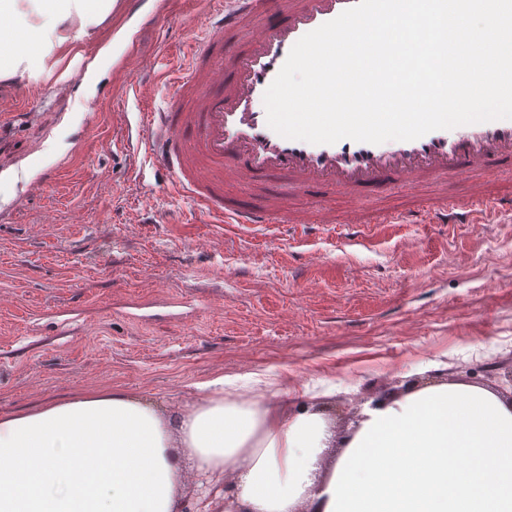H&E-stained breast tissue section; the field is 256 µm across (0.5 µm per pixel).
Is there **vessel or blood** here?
<instances>
[{
	"label": "vessel or blood",
	"instance_id": "vessel-or-blood-1",
	"mask_svg": "<svg viewBox=\"0 0 512 512\" xmlns=\"http://www.w3.org/2000/svg\"><path fill=\"white\" fill-rule=\"evenodd\" d=\"M356 0H224L205 21L201 45L191 46V67L171 72L175 95L162 111L146 112L147 144L174 191L190 194L213 224H332L327 199L311 209L291 193L333 186L348 196L357 223L364 191L412 196L418 185L466 184V198L424 209L405 207L382 216L385 224H476L512 203L497 194L489 172L512 165V119L436 130L412 141L381 144L349 139L311 144L275 133L267 124L263 95L306 33L336 18ZM253 34L245 46L233 36ZM282 179L284 191L260 204L225 199V181Z\"/></svg>",
	"mask_w": 512,
	"mask_h": 512
}]
</instances>
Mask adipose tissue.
Here are the masks:
<instances>
[{
    "instance_id": "ef3b65f1",
    "label": "adipose tissue",
    "mask_w": 512,
    "mask_h": 512,
    "mask_svg": "<svg viewBox=\"0 0 512 512\" xmlns=\"http://www.w3.org/2000/svg\"><path fill=\"white\" fill-rule=\"evenodd\" d=\"M114 0H0L12 48L0 81L52 74L69 27H99ZM51 19L35 29L27 15ZM202 384L183 412L103 388L0 415V512H176L184 461L235 474L246 512H512V405L477 385L407 391L336 440L313 403L288 412L281 382L270 395ZM340 452L329 472L323 456Z\"/></svg>"
}]
</instances>
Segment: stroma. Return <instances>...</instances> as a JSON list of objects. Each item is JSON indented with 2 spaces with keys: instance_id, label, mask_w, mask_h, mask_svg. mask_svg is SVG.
Returning a JSON list of instances; mask_svg holds the SVG:
<instances>
[{
  "instance_id": "35a3bbf8",
  "label": "stroma",
  "mask_w": 512,
  "mask_h": 512,
  "mask_svg": "<svg viewBox=\"0 0 512 512\" xmlns=\"http://www.w3.org/2000/svg\"><path fill=\"white\" fill-rule=\"evenodd\" d=\"M122 5L64 80L0 81V414L119 387L181 409L198 384L287 378L343 433L379 392L470 374L512 394V208L486 224H210L144 145L138 101L189 66L206 0ZM56 168L50 185L37 178Z\"/></svg>"
}]
</instances>
